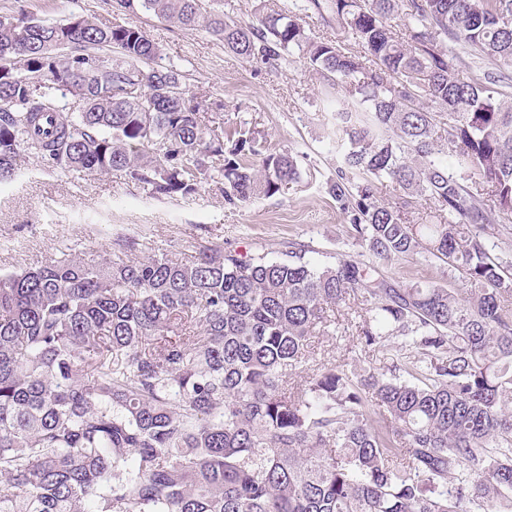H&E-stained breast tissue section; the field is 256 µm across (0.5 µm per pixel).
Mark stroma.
I'll use <instances>...</instances> for the list:
<instances>
[{
	"label": "stroma",
	"instance_id": "35a3bbf8",
	"mask_svg": "<svg viewBox=\"0 0 512 512\" xmlns=\"http://www.w3.org/2000/svg\"><path fill=\"white\" fill-rule=\"evenodd\" d=\"M21 7L47 21L94 13L143 27L164 60L179 64L189 92L221 103L215 117L219 134L241 127L255 131L266 152L296 159L299 178L280 194L231 205L212 182L189 198H158L118 172H67L30 157L12 182L0 184L1 272L66 254L112 259L119 242L129 237L183 261L207 246L274 260L305 244L320 263L360 254L327 190L337 166L332 115L326 109L327 86L306 59L295 55L278 65L248 63L205 31L115 11L104 0H0V13ZM310 352L309 364L316 368L358 364L382 372L390 364L379 355L365 356L341 330L313 336Z\"/></svg>",
	"mask_w": 512,
	"mask_h": 512
}]
</instances>
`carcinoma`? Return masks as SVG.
I'll return each instance as SVG.
<instances>
[{
  "label": "carcinoma",
  "mask_w": 512,
  "mask_h": 512,
  "mask_svg": "<svg viewBox=\"0 0 512 512\" xmlns=\"http://www.w3.org/2000/svg\"><path fill=\"white\" fill-rule=\"evenodd\" d=\"M116 5L335 77L328 192L371 260L141 258L127 238L115 260L1 272L0 512H512V261L492 254L512 235V0H263L244 25L201 0ZM308 13L361 51L312 35ZM475 54L499 68L464 78ZM207 110L139 27L0 15V183L31 155L155 197L210 181L243 202L297 180L289 154L244 162L248 130L224 147ZM385 181L402 206L378 198ZM414 257L465 287L380 272ZM353 300L361 347L394 338L396 362L307 367L326 310Z\"/></svg>",
  "instance_id": "1"
}]
</instances>
